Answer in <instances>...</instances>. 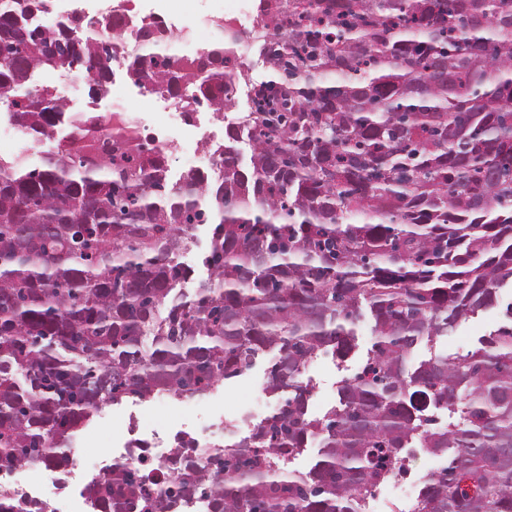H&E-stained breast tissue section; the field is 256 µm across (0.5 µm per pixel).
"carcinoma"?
I'll use <instances>...</instances> for the list:
<instances>
[{"mask_svg":"<svg viewBox=\"0 0 512 512\" xmlns=\"http://www.w3.org/2000/svg\"><path fill=\"white\" fill-rule=\"evenodd\" d=\"M50 0H0V106L38 140L64 122L36 69L78 71L102 92L126 50L102 30L40 17ZM244 34L276 74L257 79L233 41L126 73L222 112L239 86L257 109L229 126L216 185L169 179L153 140L85 113L32 161L0 159V467L70 464L99 407L165 392L204 397L275 352L266 390L287 397L252 437L226 443L152 495L141 470L86 487L95 512H365L409 449L447 465L413 512H512V308L485 345L435 344L512 286V0H260ZM138 35L170 31L149 18ZM244 143L251 167L242 164ZM213 225L211 280L187 300L179 261ZM374 322L368 359L323 418L303 374L340 360ZM460 410L433 428L431 409ZM319 439L298 479L286 461Z\"/></svg>","mask_w":512,"mask_h":512,"instance_id":"cac0c4a2","label":"carcinoma"}]
</instances>
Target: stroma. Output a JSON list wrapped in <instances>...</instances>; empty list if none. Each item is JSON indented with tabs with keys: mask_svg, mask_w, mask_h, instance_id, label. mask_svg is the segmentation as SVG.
Segmentation results:
<instances>
[{
	"mask_svg": "<svg viewBox=\"0 0 512 512\" xmlns=\"http://www.w3.org/2000/svg\"><path fill=\"white\" fill-rule=\"evenodd\" d=\"M258 0H136L140 15H160L173 37L195 45L210 41L216 36L215 23L227 19L234 24L250 26ZM54 95L65 104L83 107L91 112L109 110L111 100L106 95H94L77 72L60 69ZM512 301V288L501 291V302L477 316L461 322L448 335L438 337V351L451 356L463 355L479 347L482 338L487 337L502 321V306ZM371 320H364L357 329V346L343 360L323 354L307 367L303 379L308 383L310 396L308 413L320 418L338 402L337 389L342 380L355 374L366 361L373 343ZM274 361L273 354L257 358L255 364L241 375L225 380L206 398L205 404L194 411H187L178 398H170L164 407L152 402L130 398L118 405H107L100 409L94 420L95 445L86 454L97 465H105L112 455V436L121 431L129 414H137L144 433L166 435L175 432L181 424L189 423L197 428H208L217 422L232 427L249 419V409L255 392L266 385L267 372Z\"/></svg>",
	"mask_w": 512,
	"mask_h": 512,
	"instance_id": "obj_1",
	"label": "stroma"
}]
</instances>
